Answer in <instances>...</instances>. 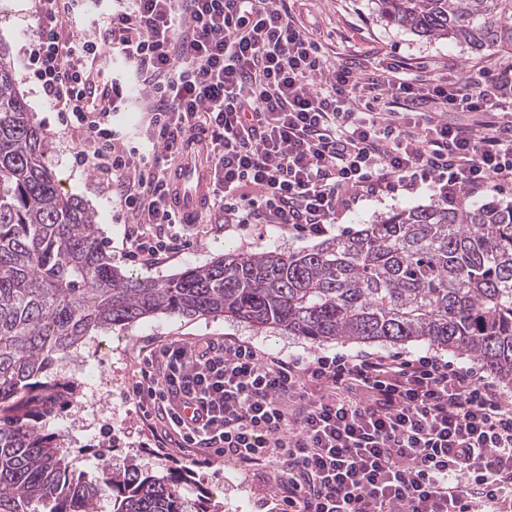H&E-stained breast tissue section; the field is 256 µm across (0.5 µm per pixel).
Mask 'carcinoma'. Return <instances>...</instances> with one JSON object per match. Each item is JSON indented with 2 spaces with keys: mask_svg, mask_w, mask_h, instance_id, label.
Returning <instances> with one entry per match:
<instances>
[{
  "mask_svg": "<svg viewBox=\"0 0 512 512\" xmlns=\"http://www.w3.org/2000/svg\"><path fill=\"white\" fill-rule=\"evenodd\" d=\"M430 38L512 50V0H375ZM224 317L312 343H426L512 385V206L403 210L298 253L218 257L161 280L112 266L62 191L0 49V512H188L183 476L137 465L87 480L41 421L73 389L56 363L93 332L155 315Z\"/></svg>",
  "mask_w": 512,
  "mask_h": 512,
  "instance_id": "carcinoma-1",
  "label": "carcinoma"
}]
</instances>
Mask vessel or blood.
<instances>
[{
  "mask_svg": "<svg viewBox=\"0 0 512 512\" xmlns=\"http://www.w3.org/2000/svg\"><path fill=\"white\" fill-rule=\"evenodd\" d=\"M203 134L193 133L176 165L169 172L175 210L182 223H197L207 206L210 169L202 163Z\"/></svg>",
  "mask_w": 512,
  "mask_h": 512,
  "instance_id": "obj_1",
  "label": "vessel or blood"
}]
</instances>
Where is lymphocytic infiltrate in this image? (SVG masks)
<instances>
[{
  "instance_id": "f902f5d3",
  "label": "lymphocytic infiltrate",
  "mask_w": 512,
  "mask_h": 512,
  "mask_svg": "<svg viewBox=\"0 0 512 512\" xmlns=\"http://www.w3.org/2000/svg\"><path fill=\"white\" fill-rule=\"evenodd\" d=\"M34 13V76L80 134L76 163L132 217L130 261L183 246L166 171L201 125L228 225L319 236L367 196L425 185L453 206L512 186V64L453 78L409 77L392 56L369 74L333 65L285 0H34ZM75 14L92 38L66 32ZM133 94L151 112L145 150L112 124ZM130 398L162 445L276 468L285 512H512V403L432 353L285 360L173 340Z\"/></svg>"
}]
</instances>
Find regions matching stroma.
I'll return each mask as SVG.
<instances>
[{"label": "stroma", "mask_w": 512, "mask_h": 512, "mask_svg": "<svg viewBox=\"0 0 512 512\" xmlns=\"http://www.w3.org/2000/svg\"><path fill=\"white\" fill-rule=\"evenodd\" d=\"M9 3L11 16L0 21V46L13 63L20 94L46 134L47 156L62 190L81 197L92 210L102 244L114 266L141 278L158 280L189 267L205 265L214 257L228 253L274 249L293 253L318 244V237L302 236L266 224L225 226L223 213L214 209L205 212L200 223L183 226L182 232L191 242L188 249L163 255L151 265L126 259L124 230L131 222L130 216L121 212L111 193L98 186L86 169L75 164L73 155L78 139L63 123L59 112L49 106L33 76L26 54L36 27L33 0H9ZM289 5L294 13L300 14L332 63L356 55L370 66L388 54L404 59L413 76L423 67L460 76L475 66L494 68L512 63L511 53L478 51L452 40L422 37L386 24L377 17L374 0H290ZM437 202V197L426 187L394 199L367 200L347 212L328 234L333 237L339 230ZM174 337L187 342L233 337L284 359H302L319 351L330 355L360 350L390 355H421L429 351L428 345L422 343L397 347L389 343L363 345L332 341L317 346L284 332L260 334L247 324L221 318L159 315L95 332L82 344L77 359H66L55 366L57 379L72 383L74 393L71 404L47 417L43 426L46 432L62 435L77 470L93 472L102 458L114 469L133 462L159 475L183 470L187 473L186 496L192 500L200 495L209 497L211 504L222 506L223 512H280L273 480L265 476L262 468H247L229 457L192 464L186 462L181 449L159 447L156 432L142 422L128 396L149 349ZM91 395L100 401L99 409L94 411L85 407Z\"/></svg>", "instance_id": "stroma-1"}]
</instances>
